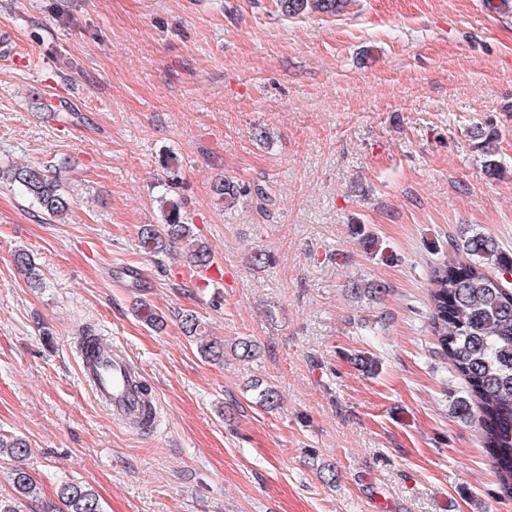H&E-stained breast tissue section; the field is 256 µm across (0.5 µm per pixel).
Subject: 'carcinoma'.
Instances as JSON below:
<instances>
[{"label": "carcinoma", "mask_w": 512, "mask_h": 512, "mask_svg": "<svg viewBox=\"0 0 512 512\" xmlns=\"http://www.w3.org/2000/svg\"><path fill=\"white\" fill-rule=\"evenodd\" d=\"M349 0H280L285 12L306 11L336 14ZM484 136L483 163L490 176L502 167L493 150V134ZM0 183L20 187L41 211L55 218L71 210V200L58 182L44 170L31 166L1 165ZM217 198L235 202L242 187L229 180L213 186ZM141 248L160 253L169 243H184L186 258L201 270L212 264L208 245L197 239L191 225L173 218L163 227L144 224L139 230ZM456 251L465 260L443 261L430 272L429 327L438 346L448 357L452 371L464 381L462 395L448 392L450 406L462 418L481 419L484 444L492 449L499 474L500 492L512 499V257L503 253L490 235L474 232L461 238ZM16 267L37 286L41 278L30 255L18 250ZM386 285L357 279L350 283L356 298L384 293ZM27 444L19 438L0 435V458L15 462L11 481L15 495L0 499V512H25L27 501H37L36 482L23 466ZM63 505L59 512H103L96 492L83 484L64 483L58 490Z\"/></svg>", "instance_id": "cac0c4a2"}]
</instances>
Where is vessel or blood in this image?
Wrapping results in <instances>:
<instances>
[{
	"label": "vessel or blood",
	"instance_id": "vessel-or-blood-1",
	"mask_svg": "<svg viewBox=\"0 0 512 512\" xmlns=\"http://www.w3.org/2000/svg\"><path fill=\"white\" fill-rule=\"evenodd\" d=\"M80 375L97 400L123 423H132L152 409L153 402L142 390L137 367L128 353L117 344H98L96 349H82Z\"/></svg>",
	"mask_w": 512,
	"mask_h": 512
}]
</instances>
